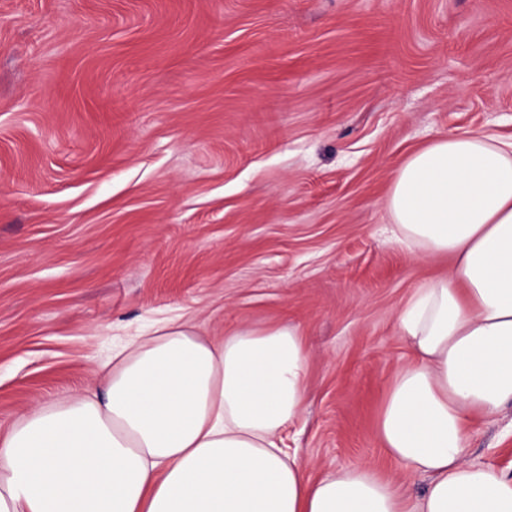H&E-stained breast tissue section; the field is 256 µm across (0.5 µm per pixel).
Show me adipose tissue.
<instances>
[{
    "mask_svg": "<svg viewBox=\"0 0 512 512\" xmlns=\"http://www.w3.org/2000/svg\"><path fill=\"white\" fill-rule=\"evenodd\" d=\"M385 209L398 243L452 260L397 315L413 358L374 427L426 479L421 496L371 465L310 480L284 448L306 396L297 327L215 341L170 321L113 351L91 394L0 435V512H512V473L464 454L472 424L512 404V141L432 140L398 168Z\"/></svg>",
    "mask_w": 512,
    "mask_h": 512,
    "instance_id": "adipose-tissue-1",
    "label": "adipose tissue"
}]
</instances>
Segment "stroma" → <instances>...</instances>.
Returning a JSON list of instances; mask_svg holds the SVG:
<instances>
[{
	"label": "stroma",
	"mask_w": 512,
	"mask_h": 512,
	"mask_svg": "<svg viewBox=\"0 0 512 512\" xmlns=\"http://www.w3.org/2000/svg\"><path fill=\"white\" fill-rule=\"evenodd\" d=\"M469 130L512 137V0H0V433L156 322L291 325L309 477L399 478L397 313L451 261L414 260L385 198ZM511 425L466 458L511 469Z\"/></svg>",
	"instance_id": "35a3bbf8"
}]
</instances>
